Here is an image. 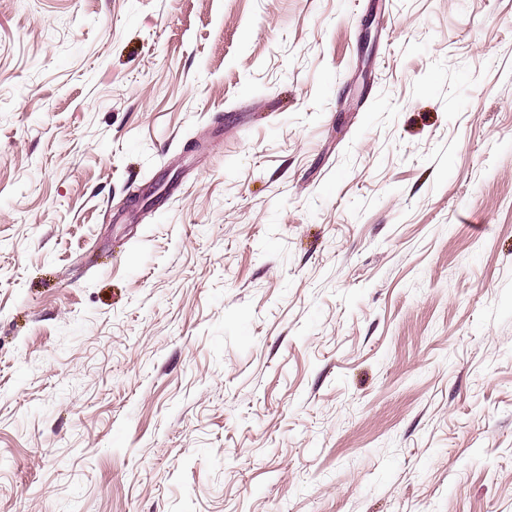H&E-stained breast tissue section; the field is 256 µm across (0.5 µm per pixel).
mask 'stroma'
Segmentation results:
<instances>
[{
	"label": "stroma",
	"instance_id": "1",
	"mask_svg": "<svg viewBox=\"0 0 512 512\" xmlns=\"http://www.w3.org/2000/svg\"><path fill=\"white\" fill-rule=\"evenodd\" d=\"M0 512H512V0H0Z\"/></svg>",
	"mask_w": 512,
	"mask_h": 512
}]
</instances>
